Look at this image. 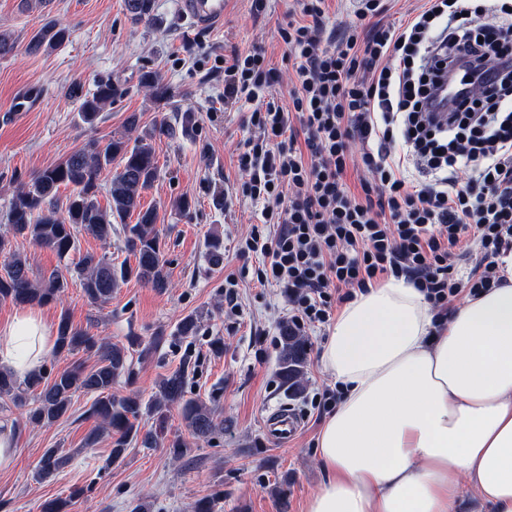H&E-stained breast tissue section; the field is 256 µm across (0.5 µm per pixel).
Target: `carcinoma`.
<instances>
[{
	"instance_id": "1",
	"label": "carcinoma",
	"mask_w": 512,
	"mask_h": 512,
	"mask_svg": "<svg viewBox=\"0 0 512 512\" xmlns=\"http://www.w3.org/2000/svg\"><path fill=\"white\" fill-rule=\"evenodd\" d=\"M124 8L132 22L149 23L154 19L155 0H124ZM69 38L68 27L48 19L34 31L26 50L31 55L49 53L66 44ZM142 83L158 97L167 93L155 71L144 73ZM121 94L119 85L110 79L97 82L91 93L83 92L78 84L68 91L69 97L80 101V118L89 125ZM140 121V114L130 113L123 130L114 133L107 142L91 139L59 163L20 184L9 202L6 228L0 231V258L3 259L0 263V300L47 306L58 302L69 285L68 278L57 271L38 282L33 281L27 257L16 249L17 239L29 240L54 252L59 260L67 261L78 251L79 231L84 230L107 242L116 231L117 223L121 224L124 249L134 262L124 260L116 264L105 254L88 251L80 254L75 273L87 299L105 304L112 298L115 288L132 278L153 288L168 287L156 228L157 213L144 207L141 198L157 175L156 134L174 137L176 130L170 126L156 131L146 129L141 127ZM114 163L117 168L110 178V202L103 208L97 199L99 177L103 171L112 169ZM62 186L70 188V193L61 212L57 194ZM131 216L135 217V223H126ZM165 341L166 337L159 332L144 347L134 336L129 338L127 347L102 343L73 327L67 315L61 314L56 352H95L99 361L90 371L78 364L49 382L42 372L25 378L26 391L35 394V406L28 411L27 422L39 426L60 420L68 414L72 396L85 392L95 395L90 412L101 421L102 429L110 436L112 463L124 458L127 446L133 440H141L146 448L156 445L165 433L167 412L173 406L178 408L182 422L194 437L209 438L216 428L214 413L205 403L186 398L187 362L159 379L155 395L147 404L135 393L122 396L112 393L119 378L131 373L130 348L141 347L139 356L145 358ZM281 343L279 375L288 390L296 395L303 389L307 340L292 332L285 323L281 328ZM18 389L17 378L9 371L0 370V400L22 402ZM145 413L155 417V428L142 434L137 421ZM69 459L70 456L59 448L46 449L40 460L38 477L52 476L64 468Z\"/></svg>"
}]
</instances>
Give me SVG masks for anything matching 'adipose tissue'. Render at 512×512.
<instances>
[{
  "label": "adipose tissue",
  "instance_id": "ef3b65f1",
  "mask_svg": "<svg viewBox=\"0 0 512 512\" xmlns=\"http://www.w3.org/2000/svg\"><path fill=\"white\" fill-rule=\"evenodd\" d=\"M504 285L443 328L422 293L388 279L336 314L321 363L342 398L317 439L326 473L306 512H456L455 473L484 512H512V253ZM53 344L41 314L0 328V369L25 378Z\"/></svg>",
  "mask_w": 512,
  "mask_h": 512
}]
</instances>
